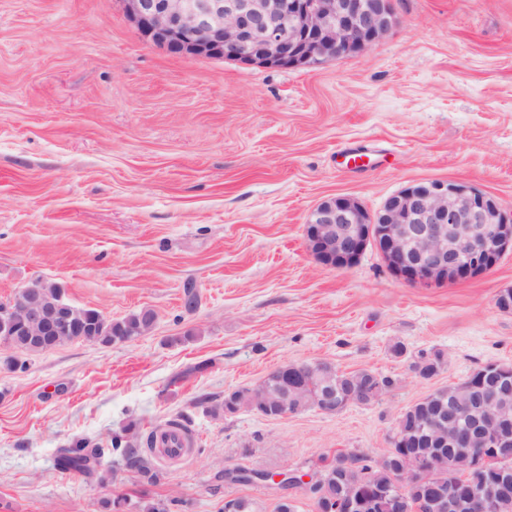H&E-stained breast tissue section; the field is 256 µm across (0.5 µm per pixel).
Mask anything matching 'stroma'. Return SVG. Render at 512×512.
<instances>
[{
  "label": "stroma",
  "mask_w": 512,
  "mask_h": 512,
  "mask_svg": "<svg viewBox=\"0 0 512 512\" xmlns=\"http://www.w3.org/2000/svg\"><path fill=\"white\" fill-rule=\"evenodd\" d=\"M393 9L363 52L275 68L171 54L120 0H0V298L41 279L113 319L157 315L135 340L68 342L12 370L0 348V512H110L118 496L127 512L173 498L174 512H224L236 497L315 512L320 469L380 457L415 402L512 364V311L496 305L512 251L479 277L422 286L376 248L332 269L307 247L311 210L337 194L374 213L412 182L449 179L512 208V0ZM422 351L444 356L429 380L409 370ZM316 361L393 384L333 415L215 418L200 403ZM182 417L196 445L163 462L161 483L115 465L113 434ZM79 439L105 448L101 467L59 470ZM234 469L304 483L225 479Z\"/></svg>",
  "instance_id": "obj_1"
}]
</instances>
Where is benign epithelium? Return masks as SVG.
Segmentation results:
<instances>
[{
    "label": "benign epithelium",
    "instance_id": "benign-epithelium-1",
    "mask_svg": "<svg viewBox=\"0 0 512 512\" xmlns=\"http://www.w3.org/2000/svg\"><path fill=\"white\" fill-rule=\"evenodd\" d=\"M143 38L170 53L232 58L269 67L317 64L364 51L393 26L390 0H121ZM306 240L322 264L351 268L373 243L397 277L420 285L454 282L492 270L512 250V210L465 182L428 180L405 186L371 214L349 196L321 201L309 214ZM66 306L48 308L28 284L0 301V329L42 336L61 323ZM466 404L448 397L430 423L426 440L437 452L463 441L471 452L448 462V475L426 460L407 457L395 472L404 489L430 486L435 494L417 512H495L512 493V468L491 466L501 428L488 425L494 396L465 386ZM483 475L479 491L465 492L454 476ZM353 485L341 512H359Z\"/></svg>",
    "mask_w": 512,
    "mask_h": 512
}]
</instances>
